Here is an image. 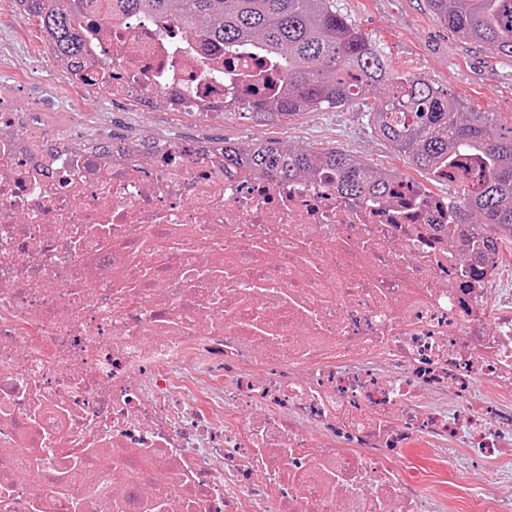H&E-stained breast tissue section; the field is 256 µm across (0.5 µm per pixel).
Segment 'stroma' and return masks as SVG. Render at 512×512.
Listing matches in <instances>:
<instances>
[{
    "instance_id": "35a3bbf8",
    "label": "stroma",
    "mask_w": 512,
    "mask_h": 512,
    "mask_svg": "<svg viewBox=\"0 0 512 512\" xmlns=\"http://www.w3.org/2000/svg\"><path fill=\"white\" fill-rule=\"evenodd\" d=\"M338 12L359 26L399 75L427 79L448 89L470 112L494 113L498 123L512 125V61L490 46L465 42L440 26L426 0H335ZM41 50L38 30L21 25L10 10L0 11V55L8 62L34 63ZM379 104L378 95L364 104L318 109L292 118L288 125H261L246 119L185 127L161 113H130L120 103L98 99L94 111L103 113L116 136L150 132L170 138L205 136L245 144L254 140H279L295 147L336 149L429 187L436 194L455 197V185L434 181L415 170L402 153L372 129L368 112ZM401 465L406 478L458 512L466 489L475 487L480 464L463 460L456 477L445 478L424 449L412 448Z\"/></svg>"
}]
</instances>
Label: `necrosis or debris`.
Wrapping results in <instances>:
<instances>
[{"label": "necrosis or debris", "mask_w": 512, "mask_h": 512, "mask_svg": "<svg viewBox=\"0 0 512 512\" xmlns=\"http://www.w3.org/2000/svg\"><path fill=\"white\" fill-rule=\"evenodd\" d=\"M69 12L85 99L203 124L284 73L173 16ZM0 96V502L6 512H446L407 449L493 462L512 512V293L431 191L347 198L224 165L209 138L44 125ZM40 129L31 137V129Z\"/></svg>", "instance_id": "4bbe7bcc"}]
</instances>
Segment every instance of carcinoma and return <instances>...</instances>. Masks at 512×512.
<instances>
[{"mask_svg":"<svg viewBox=\"0 0 512 512\" xmlns=\"http://www.w3.org/2000/svg\"><path fill=\"white\" fill-rule=\"evenodd\" d=\"M29 21L51 36L57 54L83 59L81 38L66 0H24ZM96 13L164 17L177 12L186 33L202 45L232 49L260 41L287 74L274 100H254L242 119L273 124L303 112L355 105L379 91L373 112L377 135L392 142L417 170L453 174L457 158L475 156L471 176L458 183L451 213L469 225L489 255L512 238V126L490 112H466L448 92L421 77L396 75L360 28L333 0H85ZM437 20L471 43L493 46L512 59V0H427ZM224 165H245L281 180L336 175L346 196L384 198L395 187L420 185L336 151L286 148L279 141L245 146L224 142Z\"/></svg>","mask_w":512,"mask_h":512,"instance_id":"cac0c4a2","label":"carcinoma"}]
</instances>
